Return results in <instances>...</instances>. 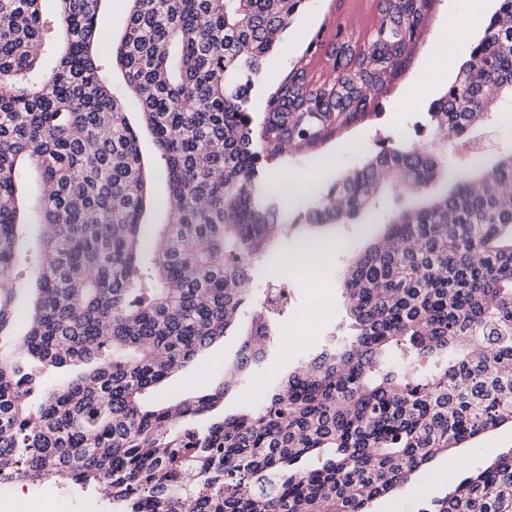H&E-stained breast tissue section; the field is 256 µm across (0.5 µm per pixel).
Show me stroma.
<instances>
[{
	"mask_svg": "<svg viewBox=\"0 0 512 512\" xmlns=\"http://www.w3.org/2000/svg\"><path fill=\"white\" fill-rule=\"evenodd\" d=\"M455 0H426L421 11L419 35L409 45L399 63L374 86L360 80L356 86L367 98V108L313 146L286 150L268 167L270 180L287 189L289 178L314 185V194L297 195L288 206V216L270 247L283 257L294 255L304 238L318 237L333 247V258L310 280L284 275L263 264L254 270V288L280 284L288 292V302L280 321L274 322V338L267 354L242 391L228 394L224 410L234 413L259 387L296 370L329 341L348 330L342 274L355 257L364 253L386 231V221L394 209L391 194H382L373 208V217H359L351 224L303 223L302 217L317 194L345 173L359 166L368 152L381 141L425 144L430 142L428 109L454 80L460 65L468 58L482 29L461 24L448 32V49L436 45L447 12ZM386 0H306L293 18L278 48L264 63L263 76L249 103L255 119H262L270 96L279 84L296 71H304L307 84L330 82L341 76L344 64H356L367 53L384 17ZM248 320H240L224 337L199 355L192 364L177 371L159 388L157 400L170 404L204 392L222 382L237 362ZM512 450V425L486 431L477 439L455 449L465 472L481 467L482 449ZM448 468L444 457H436L426 471L415 474L424 485L414 494L407 487L374 500L370 512H421L433 499L443 497L449 488L443 477Z\"/></svg>",
	"mask_w": 512,
	"mask_h": 512,
	"instance_id": "stroma-1",
	"label": "stroma"
}]
</instances>
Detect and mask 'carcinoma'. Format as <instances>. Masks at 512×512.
Here are the masks:
<instances>
[{
    "instance_id": "obj_1",
    "label": "carcinoma",
    "mask_w": 512,
    "mask_h": 512,
    "mask_svg": "<svg viewBox=\"0 0 512 512\" xmlns=\"http://www.w3.org/2000/svg\"><path fill=\"white\" fill-rule=\"evenodd\" d=\"M58 2L60 47L41 0H0V487L103 488L112 512H365L437 456L452 463V449L512 423V152L488 169L475 153L461 170L445 150L448 133L471 136L512 101V0H498L430 107L439 146L380 147L304 214L349 224L388 189L398 202L345 273L351 333L227 416L224 396L264 357L283 313L262 301L234 375L175 405L148 402L240 318L254 260L280 261L267 243L286 206L267 161L366 99L353 78L309 89L299 72L256 125L248 100L305 0H128L117 41L100 0ZM417 2L388 0L360 77L378 82L397 64L417 35ZM130 102L164 161L159 229L143 220ZM26 166L41 183L21 222ZM438 181L451 190L415 205ZM27 275L38 297L18 350L6 330ZM441 356L444 367L431 365ZM77 363L89 370L43 383ZM484 452V467L421 512H512V451Z\"/></svg>"
}]
</instances>
